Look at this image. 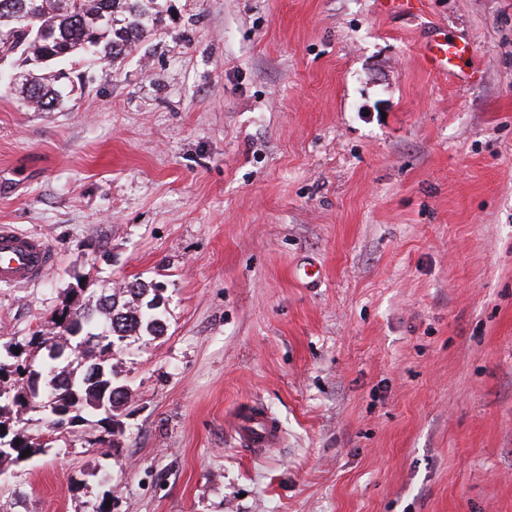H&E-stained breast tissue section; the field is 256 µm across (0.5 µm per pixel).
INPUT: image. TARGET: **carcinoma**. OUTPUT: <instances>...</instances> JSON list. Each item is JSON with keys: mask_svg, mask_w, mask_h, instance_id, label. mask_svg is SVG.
Listing matches in <instances>:
<instances>
[{"mask_svg": "<svg viewBox=\"0 0 512 512\" xmlns=\"http://www.w3.org/2000/svg\"><path fill=\"white\" fill-rule=\"evenodd\" d=\"M153 4L155 0H0V54L27 66L21 83L26 106L34 111L56 107L59 72L68 65L93 58L114 66L154 31ZM83 292L71 289L72 299L54 311L70 329L75 348L33 336L29 344L48 351L41 369L35 368V358L20 353L0 359V416L12 407L37 410L35 399L49 374L63 378L54 389L59 415L44 413L55 430L67 422L63 414L71 408L102 413L123 398L122 387L112 377L114 351L129 336L162 334L164 322L143 304L148 289L139 282L118 290L108 287L92 305L77 301ZM92 338L96 352L86 355L76 349ZM3 425L0 420V441L7 443L0 446V466L23 460L25 450L32 456L45 451L39 435L20 429L10 435Z\"/></svg>", "mask_w": 512, "mask_h": 512, "instance_id": "obj_1", "label": "carcinoma"}]
</instances>
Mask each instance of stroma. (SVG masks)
<instances>
[{
	"instance_id": "stroma-1",
	"label": "stroma",
	"mask_w": 512,
	"mask_h": 512,
	"mask_svg": "<svg viewBox=\"0 0 512 512\" xmlns=\"http://www.w3.org/2000/svg\"><path fill=\"white\" fill-rule=\"evenodd\" d=\"M158 7L62 108L0 88V224L57 254L0 285V355L81 280L167 321L112 358L116 446L87 418L0 512H512V0ZM436 28L481 80L427 69ZM254 402L262 456L230 436ZM283 432L280 423L262 406L247 409L242 416L237 415L231 430V437L243 443L255 456L280 444Z\"/></svg>"
}]
</instances>
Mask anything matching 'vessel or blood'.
<instances>
[{"instance_id": "obj_1", "label": "vessel or blood", "mask_w": 512, "mask_h": 512, "mask_svg": "<svg viewBox=\"0 0 512 512\" xmlns=\"http://www.w3.org/2000/svg\"><path fill=\"white\" fill-rule=\"evenodd\" d=\"M467 41L443 36L431 39L423 50L430 71L455 76L470 60ZM56 254L40 235L18 231L10 224L0 225V284L25 287L39 281L55 264ZM234 440L251 454L260 456L277 447L283 432L280 423L263 407L253 406L236 417L231 430Z\"/></svg>"}]
</instances>
